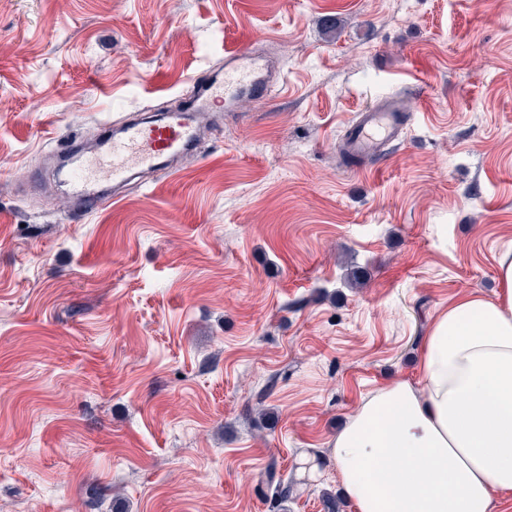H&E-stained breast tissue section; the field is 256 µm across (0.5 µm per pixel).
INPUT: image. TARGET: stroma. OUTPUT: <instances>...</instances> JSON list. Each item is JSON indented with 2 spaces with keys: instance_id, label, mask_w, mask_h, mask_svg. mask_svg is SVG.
<instances>
[{
  "instance_id": "stroma-1",
  "label": "stroma",
  "mask_w": 512,
  "mask_h": 512,
  "mask_svg": "<svg viewBox=\"0 0 512 512\" xmlns=\"http://www.w3.org/2000/svg\"><path fill=\"white\" fill-rule=\"evenodd\" d=\"M230 46L272 95L72 218L47 145L182 107ZM383 93L402 142L341 164ZM511 246L512 0H0V512H277L271 465L324 512L337 431Z\"/></svg>"
}]
</instances>
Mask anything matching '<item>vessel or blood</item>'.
Masks as SVG:
<instances>
[{
  "label": "vessel or blood",
  "mask_w": 512,
  "mask_h": 512,
  "mask_svg": "<svg viewBox=\"0 0 512 512\" xmlns=\"http://www.w3.org/2000/svg\"><path fill=\"white\" fill-rule=\"evenodd\" d=\"M265 69L261 59L248 50L225 49L223 70H206L194 76L193 92L179 110L159 121L103 124L97 150L84 157L71 174L72 193L80 213L92 212L105 204L101 193L104 186L118 190L131 178L173 168L197 139L198 117L222 111L224 105L246 93L269 94ZM404 126L399 101L386 97L361 112L345 145L353 153L374 156L384 144L401 140Z\"/></svg>",
  "instance_id": "1"
}]
</instances>
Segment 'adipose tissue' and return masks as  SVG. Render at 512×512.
I'll use <instances>...</instances> for the list:
<instances>
[{
	"label": "adipose tissue",
	"instance_id": "obj_1",
	"mask_svg": "<svg viewBox=\"0 0 512 512\" xmlns=\"http://www.w3.org/2000/svg\"><path fill=\"white\" fill-rule=\"evenodd\" d=\"M502 290L458 298L422 346V381L367 397L337 433L336 475L354 512H494L512 496V248Z\"/></svg>",
	"mask_w": 512,
	"mask_h": 512
}]
</instances>
